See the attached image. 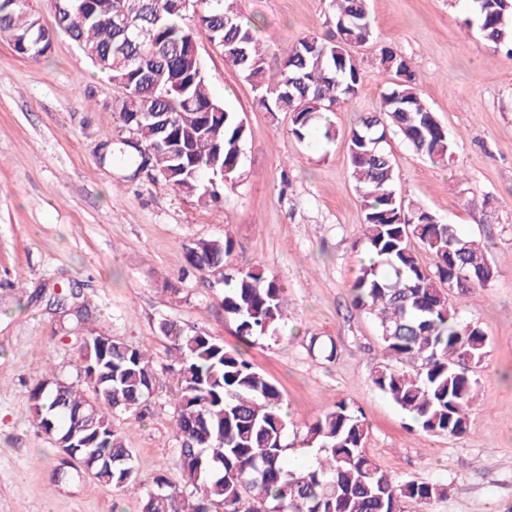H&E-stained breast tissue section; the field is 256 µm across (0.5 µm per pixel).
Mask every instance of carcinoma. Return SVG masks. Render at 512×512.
<instances>
[{
    "mask_svg": "<svg viewBox=\"0 0 512 512\" xmlns=\"http://www.w3.org/2000/svg\"><path fill=\"white\" fill-rule=\"evenodd\" d=\"M197 13L175 12L171 0H88L90 10L69 15L59 29L106 74L115 101L142 113L135 136L154 150L165 184L206 201L217 200L240 177L246 125L209 92L201 58L190 45L200 31L214 33L224 59L256 92L265 112H285L299 142L320 129L348 145L351 176L361 201L363 243L370 258L350 285L355 309L375 316L385 362L375 388L422 432L461 438L479 380L475 369L487 346L484 331L463 325L449 287L461 279L487 286L497 265L487 247L454 224L413 203L399 183L386 137L393 134L416 155L445 165L453 155L448 130L423 102L409 61L380 48L390 77L379 109L341 131L329 113L353 98L363 83L355 48L376 42L369 0H330L331 28L287 45L272 70L260 50L257 24L238 0H200ZM468 23L512 54V0H471ZM150 31L149 39L141 35ZM0 32L14 50L47 54L39 18L27 0H0ZM135 177L142 156L120 139L106 154ZM224 170L222 175L214 171ZM432 257L420 262L419 250ZM233 240H199L187 248L188 265L214 275L224 268V314L241 340L276 338L286 318L284 287L248 263H229ZM159 331L179 352L172 372L178 392L174 425L178 469L161 474L142 512H428L445 494L441 485L398 482L367 453L369 427L360 409L335 402L306 425L317 448L315 464L294 471L285 464L288 421L278 385L238 350L196 329L164 320ZM87 388L45 378L30 391L32 426L75 461L74 470L122 490L137 477L133 449L112 427V416L140 415L157 373L147 351L91 330L79 346Z\"/></svg>",
    "mask_w": 512,
    "mask_h": 512,
    "instance_id": "carcinoma-1",
    "label": "carcinoma"
}]
</instances>
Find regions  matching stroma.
I'll return each mask as SVG.
<instances>
[{"label": "stroma", "instance_id": "1", "mask_svg": "<svg viewBox=\"0 0 512 512\" xmlns=\"http://www.w3.org/2000/svg\"><path fill=\"white\" fill-rule=\"evenodd\" d=\"M28 4L53 43L33 61L0 33V512H141L154 478L178 464L169 369L177 352L159 332L165 319L245 350L279 384L294 466L314 461L305 423L342 399L362 411L366 451L383 469L445 487L430 512H512V58L465 25V0H370L377 42L359 48L364 81L332 117L344 130L378 108L387 82L378 55L388 46L410 62L454 144L448 164L435 166L389 141L409 199L486 243L498 267L488 286L455 298L459 320L488 338L461 438L412 429L372 383L384 358L374 317L351 302L364 248L345 140L292 139L287 114L257 108L251 85L201 35L209 91L247 128L237 186L202 204L147 173L124 180L99 158L121 135L111 79L58 32L51 0ZM240 8L272 67L295 39L322 34L329 15L326 0ZM226 236L234 258L284 286L278 340L244 345L224 314L223 285L190 271L189 246ZM58 287L79 293L83 319L52 306ZM91 329L148 350L158 377L144 415L112 420L138 474L120 492L85 473L59 480L60 450L30 424L35 383L54 375L82 384L76 349ZM314 336L335 343L336 357L310 349Z\"/></svg>", "mask_w": 512, "mask_h": 512}]
</instances>
